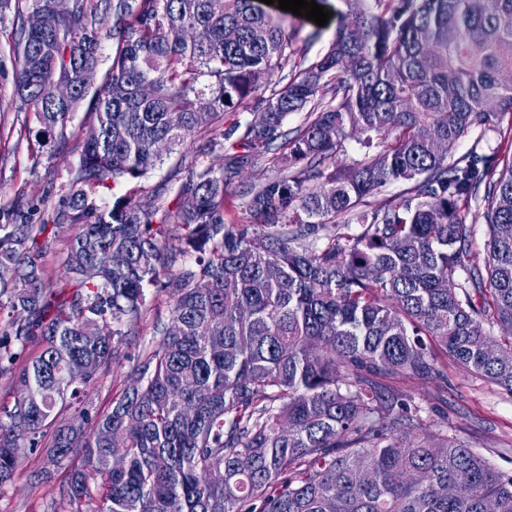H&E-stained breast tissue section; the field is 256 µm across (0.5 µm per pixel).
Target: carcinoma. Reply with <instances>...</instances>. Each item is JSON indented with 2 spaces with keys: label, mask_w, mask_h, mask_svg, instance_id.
<instances>
[{
  "label": "carcinoma",
  "mask_w": 512,
  "mask_h": 512,
  "mask_svg": "<svg viewBox=\"0 0 512 512\" xmlns=\"http://www.w3.org/2000/svg\"><path fill=\"white\" fill-rule=\"evenodd\" d=\"M336 2L328 48L264 97L291 40L288 12L260 0H73L68 15L0 0L14 8V96L39 125L18 139L34 153L69 140L84 102L98 129L57 206L0 209V377L16 394L0 407V485L12 449L41 448L44 477L77 459L62 500L98 512H512V474L374 381L443 379L449 358L512 393V154L477 151L512 115V0ZM254 99L231 148L206 143L223 163L192 166L175 209L97 204L155 169L159 144ZM350 139L364 154L346 163ZM274 149L280 173L248 191L260 224L225 223L239 172ZM59 224L72 228L61 249ZM150 287L170 295L177 331L154 323L125 356L140 387L92 412L85 386L120 363ZM35 339L20 360L14 346Z\"/></svg>",
  "instance_id": "1"
}]
</instances>
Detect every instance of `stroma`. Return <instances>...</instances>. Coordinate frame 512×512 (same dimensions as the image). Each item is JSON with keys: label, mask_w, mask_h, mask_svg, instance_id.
I'll list each match as a JSON object with an SVG mask.
<instances>
[{"label": "stroma", "mask_w": 512, "mask_h": 512, "mask_svg": "<svg viewBox=\"0 0 512 512\" xmlns=\"http://www.w3.org/2000/svg\"><path fill=\"white\" fill-rule=\"evenodd\" d=\"M284 25L293 35L291 48L296 57L311 61L333 40L337 22L332 19L327 25L319 26L291 14ZM14 32L11 21L0 24V206L9 204L18 193L29 199L46 196L55 203L60 198L61 181L77 163L86 116L84 112H75L68 126L70 140L57 149L55 157H48L44 152L33 154L26 143L18 142L15 130L31 119L32 114L15 109L12 103L16 74L12 53ZM250 118L249 110L243 108L224 112L196 135L194 143L164 155L161 164L146 177L116 185L111 191L102 190L99 202L108 203L113 195L127 193L154 197L156 206L163 210L173 207L177 180L186 175L191 165L204 159L215 165L221 162L214 154L206 158L198 155V145L210 139H226L234 124L246 123ZM276 172V166L269 160L249 168L226 195V222L253 223L254 217L246 208L245 192ZM377 383L406 393L420 407L422 416L441 423L449 436L465 441L494 468L512 472V393L452 364L447 367L446 379L440 381L381 377ZM40 466V449H24L10 481L0 486V512H50L52 502L60 497L68 470L60 468L52 478L42 480L38 477Z\"/></svg>", "instance_id": "stroma-1"}]
</instances>
